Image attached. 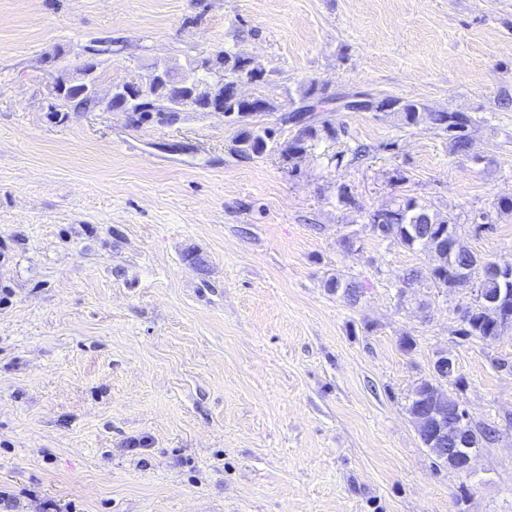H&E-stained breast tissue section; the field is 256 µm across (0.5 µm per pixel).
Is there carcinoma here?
Returning a JSON list of instances; mask_svg holds the SVG:
<instances>
[{
	"label": "carcinoma",
	"instance_id": "1",
	"mask_svg": "<svg viewBox=\"0 0 512 512\" xmlns=\"http://www.w3.org/2000/svg\"><path fill=\"white\" fill-rule=\"evenodd\" d=\"M202 67L205 72L195 76L180 75L173 69H168L170 77L155 97L149 101L130 100V110L146 118L154 115L161 121L166 114L183 111V100L186 89L189 87L194 90L198 103L203 105L210 101L223 103L224 116L234 122L271 109V104L266 100H242L232 92L231 86L234 79L242 72L250 71L249 61L239 53L223 50L215 57L204 60ZM61 102L62 106L74 110L93 111L99 107V101L96 98L89 94L79 95L74 92L66 95ZM364 109L391 114L406 126L418 125L427 120L448 132L455 151L463 152L470 147L471 119L462 112H429L419 102L399 99L381 103L367 100ZM288 121L302 126L300 133L294 139L278 146L271 129L253 125L239 131L233 140L231 151L241 159H250L268 151L277 152L285 159H293L313 147L314 142L320 138V134L336 136V130L329 124L324 122L318 128L311 124V118L305 116L303 112H291ZM366 220L373 229L383 226L382 236L390 235L408 249L426 245L424 231L429 226L433 228L432 238L436 239L437 245L443 248L448 246V233H457V222L454 218L434 213L413 198L386 204L368 213ZM474 257L476 254L461 244L454 255L445 258L439 267L430 272V279L439 287L454 288L458 272L469 268ZM481 287L487 289L490 295L499 297L503 308L512 311V281L506 283L502 280L487 278L481 282ZM462 323L460 334L463 336H476L483 339L493 335L496 330L495 319L485 312L470 310L468 315L462 317Z\"/></svg>",
	"mask_w": 512,
	"mask_h": 512
}]
</instances>
